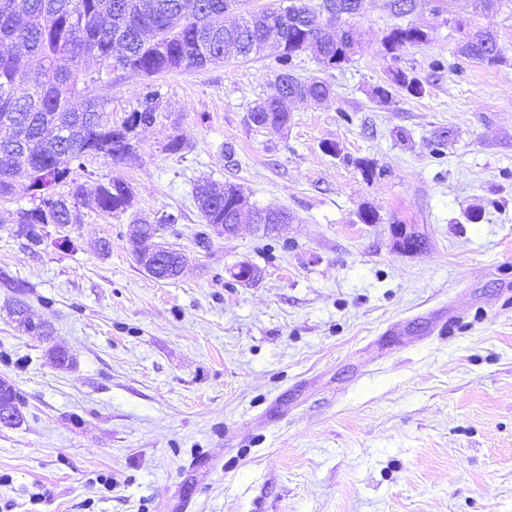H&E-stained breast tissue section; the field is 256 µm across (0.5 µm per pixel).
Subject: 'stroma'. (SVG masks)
<instances>
[{"mask_svg":"<svg viewBox=\"0 0 512 512\" xmlns=\"http://www.w3.org/2000/svg\"><path fill=\"white\" fill-rule=\"evenodd\" d=\"M435 5L367 0L349 63L296 59L333 94L292 105L283 130L247 119L275 92L272 52L155 76L166 119L137 159L91 170L127 179L138 210L182 213L164 233L186 255L179 278L144 272L125 215L86 209L34 248L0 223V379L23 401L0 425V512H512V0L489 18L476 0ZM458 16L493 27L496 64L458 55ZM409 24L432 42L386 54ZM395 70L424 95L378 102ZM145 83L113 74L114 121ZM171 128L191 152L160 150ZM203 177L295 221L199 246ZM18 299L51 336L17 329Z\"/></svg>","mask_w":512,"mask_h":512,"instance_id":"1","label":"stroma"}]
</instances>
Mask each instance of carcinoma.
I'll list each match as a JSON object with an SVG mask.
<instances>
[{
  "instance_id": "obj_1",
  "label": "carcinoma",
  "mask_w": 512,
  "mask_h": 512,
  "mask_svg": "<svg viewBox=\"0 0 512 512\" xmlns=\"http://www.w3.org/2000/svg\"><path fill=\"white\" fill-rule=\"evenodd\" d=\"M239 0H0V117L13 130L0 137V202L13 199L23 185L30 206L0 215L1 224H14L16 236L37 246L47 224H81L84 212H74L73 201L93 206L110 216L129 215L130 223H178L179 216L159 212L143 216L134 211L131 185L121 177L106 181L83 180L78 172L99 157L115 163L132 160L137 150L125 142L136 127L156 124L161 117L162 88L145 84L136 105L119 123H112L108 100L90 96V86L112 78L117 71H133L147 78L178 71L201 72L226 59H248L271 48L269 36L278 35L277 95L259 102L248 122L257 127L282 128L288 124V104H320L330 98L331 86L319 78L302 79L294 61L310 55L321 67L349 63L355 55L359 32L356 0H295L286 8L250 12L232 26L224 13ZM432 33L420 26H395L384 37L386 53L424 46ZM458 52L466 59L495 63L499 51L494 32L479 29L466 35ZM93 59L97 76L85 68ZM397 87L413 97L425 93L423 82L404 71L392 73L391 84L376 89L382 102ZM22 134L25 152L9 159L4 151ZM163 151L184 154L191 145L171 134ZM241 187L201 179L194 200L203 223L239 222ZM260 224H290L286 209H254ZM185 255L170 246L154 272L158 280L178 275Z\"/></svg>"
}]
</instances>
